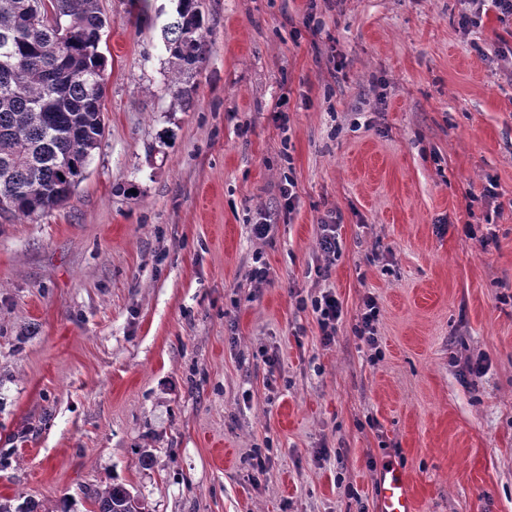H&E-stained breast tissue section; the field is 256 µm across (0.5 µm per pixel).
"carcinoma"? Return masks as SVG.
<instances>
[{"label": "carcinoma", "mask_w": 512, "mask_h": 512, "mask_svg": "<svg viewBox=\"0 0 512 512\" xmlns=\"http://www.w3.org/2000/svg\"><path fill=\"white\" fill-rule=\"evenodd\" d=\"M39 27L31 0H0V56L19 64L0 72V218L13 221L65 203L105 133L107 60L99 35L108 25L98 0H47ZM62 25H57L56 18ZM208 30L198 0H178L163 29L173 59V98L189 96L205 61ZM93 512H145L121 484L91 497Z\"/></svg>", "instance_id": "obj_1"}]
</instances>
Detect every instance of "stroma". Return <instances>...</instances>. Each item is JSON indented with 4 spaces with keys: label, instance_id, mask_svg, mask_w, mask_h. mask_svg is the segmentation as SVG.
<instances>
[{
    "label": "stroma",
    "instance_id": "stroma-1",
    "mask_svg": "<svg viewBox=\"0 0 512 512\" xmlns=\"http://www.w3.org/2000/svg\"><path fill=\"white\" fill-rule=\"evenodd\" d=\"M177 4L99 0L105 136L68 201L0 224V499L90 512L122 483L148 512H379L392 464L416 512H512V23L200 0L180 104ZM208 30L203 26L197 0H178L176 16L163 29L165 50L174 60L173 98L177 101L189 96L193 74L205 61ZM311 306L322 333V341L326 344L331 343L336 335V324L342 316L340 301L335 294L326 291L312 300ZM378 321V309L375 301L368 297L364 300V312L360 317V334L370 346H376V325Z\"/></svg>",
    "mask_w": 512,
    "mask_h": 512
}]
</instances>
